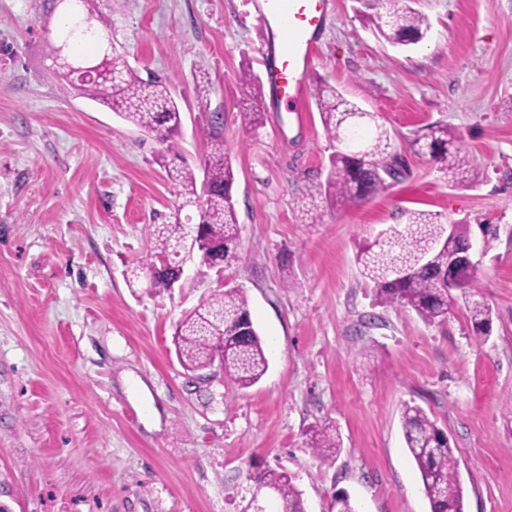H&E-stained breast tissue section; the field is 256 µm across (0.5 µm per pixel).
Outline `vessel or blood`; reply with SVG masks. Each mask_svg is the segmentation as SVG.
Masks as SVG:
<instances>
[{
	"label": "vessel or blood",
	"mask_w": 512,
	"mask_h": 512,
	"mask_svg": "<svg viewBox=\"0 0 512 512\" xmlns=\"http://www.w3.org/2000/svg\"><path fill=\"white\" fill-rule=\"evenodd\" d=\"M264 18L281 38L264 60L267 82L284 109L299 113L306 94L315 44L332 0H264Z\"/></svg>",
	"instance_id": "vessel-or-blood-1"
}]
</instances>
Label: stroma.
Instances as JSON below:
<instances>
[{
	"mask_svg": "<svg viewBox=\"0 0 512 512\" xmlns=\"http://www.w3.org/2000/svg\"><path fill=\"white\" fill-rule=\"evenodd\" d=\"M333 2L303 112L262 85L254 132L239 75L264 76L280 37L261 0H91L115 50L172 81L179 154L163 157L154 135L49 76L61 10L0 0V512H240L252 466L287 470L306 512H335L341 491L358 512H430L407 404L447 433L464 512H512V0H415L430 29L409 47L376 38L358 0ZM320 85L389 131L404 167L385 192L326 203ZM215 119L238 261L189 263L168 290L130 281L151 225L181 202L167 168L202 174ZM434 123L456 133L479 185L410 150ZM414 211L475 240L497 227L473 269L488 334L459 300L440 326L376 302L357 246ZM222 281L246 289L269 360L244 390L175 355L177 322ZM321 424L342 441L326 462L307 445Z\"/></svg>",
	"mask_w": 512,
	"mask_h": 512,
	"instance_id": "1",
	"label": "stroma"
}]
</instances>
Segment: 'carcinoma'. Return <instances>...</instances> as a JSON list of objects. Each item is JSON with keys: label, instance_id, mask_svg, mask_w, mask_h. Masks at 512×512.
Here are the masks:
<instances>
[{"label": "carcinoma", "instance_id": "obj_1", "mask_svg": "<svg viewBox=\"0 0 512 512\" xmlns=\"http://www.w3.org/2000/svg\"><path fill=\"white\" fill-rule=\"evenodd\" d=\"M403 0H363L366 17L376 34L389 43L422 41L429 29L427 18ZM71 21L64 35L49 45L50 57L63 50L76 69L78 86L90 99L108 107L129 123L157 133L167 154H178L174 136L181 124L178 105L167 78L149 74L142 77L126 58L104 51L105 35L90 28L83 13V0L63 3ZM316 105L325 135L333 146L325 184V196L337 203L355 202L383 192L399 156L392 147L388 130L361 121L358 108L336 89L319 87ZM210 152L204 164V178L197 183L188 167L167 170L171 182L181 188L183 203H193L201 212L199 236L188 237L187 225L174 221L153 224L151 257H170L154 286L168 289L178 274L180 259L172 255L181 243L193 257L208 267L228 266L238 259L239 227L232 187L235 174L224 149L220 117L203 131ZM454 133L446 125H430L410 141V148L444 165L448 180L475 185L480 174L469 160L450 150ZM468 231L454 224L447 233L436 215L415 211L400 229L359 245L358 263L362 276L371 283L376 300L413 312L428 325L448 319V255L468 246ZM457 289L468 298L470 320L478 327L491 322V309L477 291L472 271L457 277ZM224 337L221 368L225 382L238 389L256 384L268 369L262 337L251 319L249 297L239 287L219 288L177 324L174 344L184 369L194 371L211 365L216 339ZM406 448L423 481L431 512H464V489L457 460L447 434L417 405L407 404L401 415ZM308 445L316 458L327 461L340 449L332 426L315 427L307 433ZM251 498L271 495L274 512H304L302 491L284 470L265 469L250 477Z\"/></svg>", "mask_w": 512, "mask_h": 512}]
</instances>
